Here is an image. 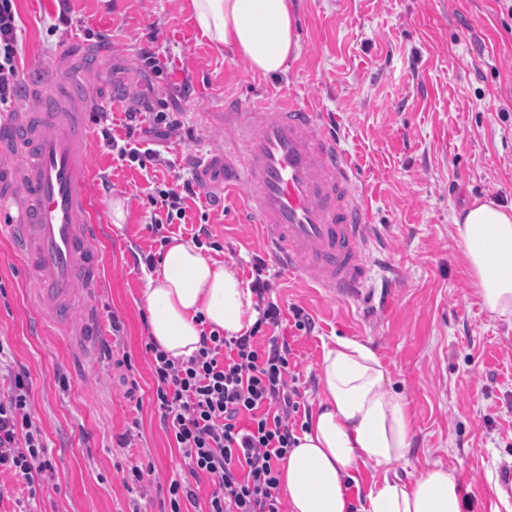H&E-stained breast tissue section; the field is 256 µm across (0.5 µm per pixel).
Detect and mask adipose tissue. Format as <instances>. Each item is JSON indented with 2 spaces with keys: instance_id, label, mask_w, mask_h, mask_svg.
Here are the masks:
<instances>
[{
  "instance_id": "ef3b65f1",
  "label": "adipose tissue",
  "mask_w": 512,
  "mask_h": 512,
  "mask_svg": "<svg viewBox=\"0 0 512 512\" xmlns=\"http://www.w3.org/2000/svg\"><path fill=\"white\" fill-rule=\"evenodd\" d=\"M189 9L203 38L231 48L262 75H278L300 53L289 0H189ZM451 222L484 306L512 316V204L477 197L453 210ZM144 296L149 336L175 358L198 349L203 325L232 337L257 320L251 290L191 240L170 241L146 276ZM320 383L310 423L281 465L291 512H353L349 483L366 465L384 476L369 490L363 512H466L462 489L443 465L409 483L391 476L410 451L412 425L404 395L368 345L334 337L324 348Z\"/></svg>"
}]
</instances>
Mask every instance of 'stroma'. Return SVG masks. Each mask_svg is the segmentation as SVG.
Here are the masks:
<instances>
[{"instance_id": "35a3bbf8", "label": "stroma", "mask_w": 512, "mask_h": 512, "mask_svg": "<svg viewBox=\"0 0 512 512\" xmlns=\"http://www.w3.org/2000/svg\"><path fill=\"white\" fill-rule=\"evenodd\" d=\"M22 75L67 54L89 74L104 71L100 101L111 104V129L124 137L129 97L167 102L183 115L192 137L163 140L165 165L139 167L119 160L91 124V172L102 203L99 223L110 225L109 200L127 199L124 223L103 239L101 312L123 324L120 342L94 374L39 326L21 257L0 239V340L32 379L30 411L56 465L36 499L37 512H161L158 485L187 469L163 430L151 399L154 379L146 265L139 254L163 248L149 229L156 210L150 195L172 183L196 156L224 146L225 101L248 104L295 92L308 97L337 133L360 176L359 189L376 227L371 243V287L391 283L383 307L368 300H332L314 285L277 267L272 293L283 310L278 329L296 362L307 407L321 394L318 373L326 344L342 336L379 356L408 402L413 445L393 469L413 481L441 463L456 476L468 512H491L498 491L512 495V317L488 312L457 248L452 210L476 197L512 203V19L501 0H290L301 51L274 77L253 71L240 56L202 38L188 0H15ZM152 49L158 69L141 58ZM107 53V63L94 57ZM187 200L185 216L168 237L193 239L209 225L206 254L251 281L261 249L253 225L240 223L238 194L209 184ZM219 202L209 205L207 194ZM312 317L298 330L294 309ZM128 357L142 405L125 396ZM128 445H119L122 435ZM151 465L129 483L135 464Z\"/></svg>"}]
</instances>
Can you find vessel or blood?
<instances>
[{"label": "vessel or blood", "mask_w": 512, "mask_h": 512, "mask_svg": "<svg viewBox=\"0 0 512 512\" xmlns=\"http://www.w3.org/2000/svg\"><path fill=\"white\" fill-rule=\"evenodd\" d=\"M88 77L68 59L28 82L0 118V203L20 209L0 225L31 275L36 308L72 347L100 333L95 299L102 236L91 190L88 118L97 105ZM230 138L200 164L203 179L241 190L242 222L256 225L275 266L315 274L325 295H370L366 221L356 173L307 97L291 94L224 111Z\"/></svg>", "instance_id": "1"}]
</instances>
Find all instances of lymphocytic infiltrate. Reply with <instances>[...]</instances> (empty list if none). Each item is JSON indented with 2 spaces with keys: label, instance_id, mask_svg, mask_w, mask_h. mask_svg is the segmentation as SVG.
I'll return each mask as SVG.
<instances>
[{
  "label": "lymphocytic infiltrate",
  "instance_id": "f902f5d3",
  "mask_svg": "<svg viewBox=\"0 0 512 512\" xmlns=\"http://www.w3.org/2000/svg\"><path fill=\"white\" fill-rule=\"evenodd\" d=\"M19 40L13 0H0L1 103L16 94L21 82ZM142 107L139 99H132L121 139L108 125V108H101L96 121L105 146L120 160L159 165L160 152L141 146V122L149 120L150 133L166 139L182 130V115L161 110L146 116ZM201 186L195 172L189 171L177 175L170 187L156 189L151 200L159 215L152 231L161 232L165 223L183 218L186 198L196 196ZM266 272L265 260L254 258L250 289L258 299V318L247 334L229 338L216 330L205 331L199 349L185 359L171 357L153 342L146 347L152 355L153 401L161 424L189 470L187 477L168 482L166 512H182L183 503L196 502L193 481L203 476L213 483L205 512H284L280 464L296 443L302 394L292 371V350L277 333L283 314L272 298L273 284ZM0 372L9 379L6 393L0 394V472H10L27 491L20 498L0 483V502L21 507L35 501L55 468L30 412V373L13 364L1 344Z\"/></svg>",
  "mask_w": 512,
  "mask_h": 512
}]
</instances>
